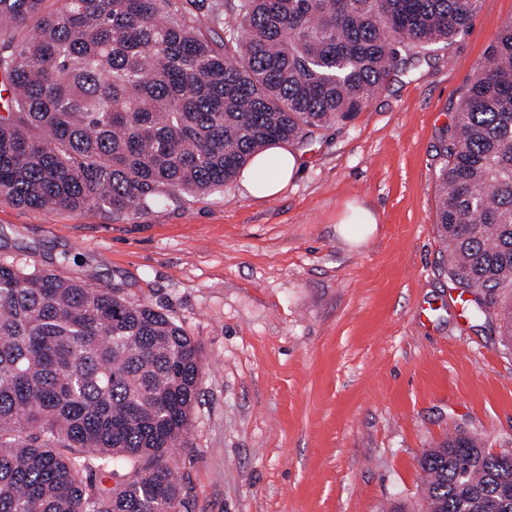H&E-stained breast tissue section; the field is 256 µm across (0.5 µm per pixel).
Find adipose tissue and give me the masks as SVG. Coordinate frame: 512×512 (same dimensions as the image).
I'll return each instance as SVG.
<instances>
[{
    "label": "adipose tissue",
    "mask_w": 512,
    "mask_h": 512,
    "mask_svg": "<svg viewBox=\"0 0 512 512\" xmlns=\"http://www.w3.org/2000/svg\"><path fill=\"white\" fill-rule=\"evenodd\" d=\"M301 169L298 154L284 146H271L255 154L242 169L240 181L256 198L278 195Z\"/></svg>",
    "instance_id": "obj_1"
}]
</instances>
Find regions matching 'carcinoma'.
I'll return each instance as SVG.
<instances>
[{
    "label": "carcinoma",
    "mask_w": 512,
    "mask_h": 512,
    "mask_svg": "<svg viewBox=\"0 0 512 512\" xmlns=\"http://www.w3.org/2000/svg\"><path fill=\"white\" fill-rule=\"evenodd\" d=\"M0 0V197L52 213L218 189L271 142L354 120L401 52L479 0ZM11 23L21 39L1 30ZM441 140L452 277L512 344V23ZM201 343L117 289L0 262V512H178ZM421 512H512V466L457 430L420 459Z\"/></svg>",
    "instance_id": "obj_1"
}]
</instances>
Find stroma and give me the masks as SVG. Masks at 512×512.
<instances>
[{
	"label": "stroma",
	"instance_id": "obj_1",
	"mask_svg": "<svg viewBox=\"0 0 512 512\" xmlns=\"http://www.w3.org/2000/svg\"><path fill=\"white\" fill-rule=\"evenodd\" d=\"M512 20L481 0L451 47L392 75L350 124L295 145L273 199L239 180L158 207L51 215L0 198V259L119 288L199 340L179 512H418L423 453L449 431L512 451V349L448 307L438 136ZM374 234L337 231L347 203ZM352 220L354 222H351ZM340 224H357V226H364L362 234L352 241L354 243H361L373 233L376 220L372 212L368 209L361 206H350V213Z\"/></svg>",
	"mask_w": 512,
	"mask_h": 512
}]
</instances>
